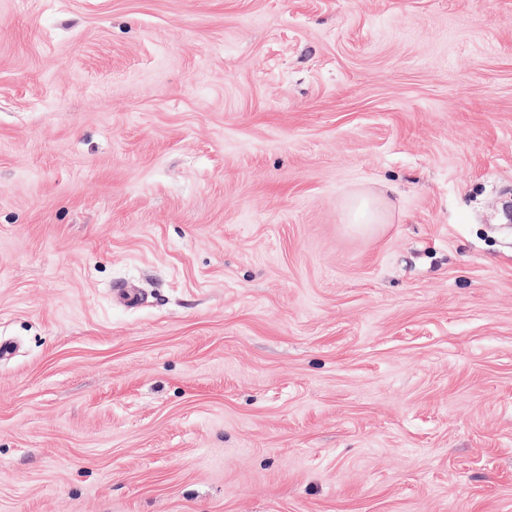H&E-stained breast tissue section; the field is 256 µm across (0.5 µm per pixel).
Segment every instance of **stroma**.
<instances>
[{
	"instance_id": "obj_1",
	"label": "stroma",
	"mask_w": 512,
	"mask_h": 512,
	"mask_svg": "<svg viewBox=\"0 0 512 512\" xmlns=\"http://www.w3.org/2000/svg\"><path fill=\"white\" fill-rule=\"evenodd\" d=\"M507 201L512 0H0V512H512ZM387 211V203L384 200L372 196H357L345 204L343 221L345 224H385ZM357 214L364 218L362 222L354 220L353 217Z\"/></svg>"
}]
</instances>
